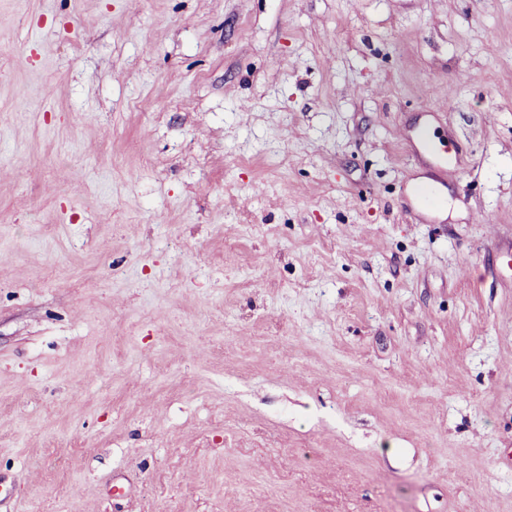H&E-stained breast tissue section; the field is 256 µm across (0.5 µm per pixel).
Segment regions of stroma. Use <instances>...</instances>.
Masks as SVG:
<instances>
[{
    "label": "stroma",
    "mask_w": 512,
    "mask_h": 512,
    "mask_svg": "<svg viewBox=\"0 0 512 512\" xmlns=\"http://www.w3.org/2000/svg\"><path fill=\"white\" fill-rule=\"evenodd\" d=\"M0 487L512 512V0H0Z\"/></svg>",
    "instance_id": "obj_1"
}]
</instances>
